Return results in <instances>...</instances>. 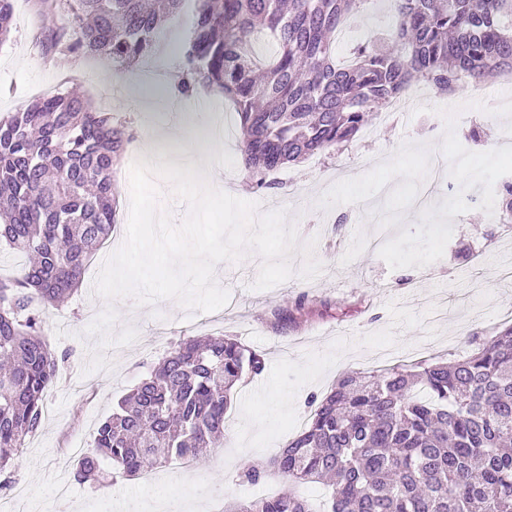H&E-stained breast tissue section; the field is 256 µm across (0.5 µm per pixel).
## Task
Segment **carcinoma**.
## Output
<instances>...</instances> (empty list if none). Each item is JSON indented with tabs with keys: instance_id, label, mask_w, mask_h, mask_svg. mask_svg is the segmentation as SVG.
<instances>
[{
	"instance_id": "obj_1",
	"label": "carcinoma",
	"mask_w": 512,
	"mask_h": 512,
	"mask_svg": "<svg viewBox=\"0 0 512 512\" xmlns=\"http://www.w3.org/2000/svg\"><path fill=\"white\" fill-rule=\"evenodd\" d=\"M178 92L218 87L243 135L254 186L266 175L353 140L368 114L415 84L443 93L512 72V0H377L393 22L338 61L335 35L366 0H195ZM62 54L129 67L149 54L185 0H69ZM13 0H0V44ZM130 136L82 93L42 98L0 119V244L31 257L0 277V471L42 423L60 375L43 340L48 310L77 291L116 224L113 173ZM512 220V180L489 198ZM306 309L272 312L286 325ZM265 369L225 334L171 349L98 426L78 459L87 480L106 462L137 477L170 458L207 461L224 436L233 389ZM269 467L288 481L273 497L225 512H311L296 487L330 488L327 512H512V324L459 358L345 373Z\"/></svg>"
}]
</instances>
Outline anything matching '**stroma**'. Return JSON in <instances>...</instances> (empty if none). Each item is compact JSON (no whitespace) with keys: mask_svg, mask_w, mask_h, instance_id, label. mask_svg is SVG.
<instances>
[{"mask_svg":"<svg viewBox=\"0 0 512 512\" xmlns=\"http://www.w3.org/2000/svg\"><path fill=\"white\" fill-rule=\"evenodd\" d=\"M66 11L41 12L37 0H14L12 31L0 45V116L40 98L77 90L91 101L110 83L105 59L47 50L45 39L68 27ZM512 98V78L443 97L432 88L386 122L371 120L346 146L314 155L275 172L274 186L255 190L247 171L222 172L227 193L258 203L260 211L285 210L300 242L315 240L322 273L300 275L293 253L292 277L268 290L253 289L257 255L222 262L215 280L229 293L222 309L201 313L164 299L151 305L126 297L106 301L94 291L102 268L89 263L81 286L44 324L45 341L64 360L62 374L44 402L40 429L0 488V512H219L230 501L272 496L283 478L268 471L271 458L304 427L310 395L329 392L349 371L396 365L401 359L459 353L464 339L490 340L512 321V281L497 270L512 252L499 244L480 198L512 167V112L496 111L494 99ZM444 113L442 124L430 122ZM140 154L144 134L167 124L163 112L113 109ZM222 122V149L238 155L241 130L223 98L191 108L187 132L207 144L206 130ZM480 127L484 135L473 140ZM483 266L468 264L475 252ZM305 297L308 309L295 323L275 326L271 312ZM227 334L260 351L266 369L238 387L224 422V443L191 469L166 464L160 482L114 478L77 482L72 447L90 452L97 425L111 415L150 366L177 342ZM263 470L256 484L243 467ZM67 485L69 498L54 495Z\"/></svg>","mask_w":512,"mask_h":512,"instance_id":"stroma-1","label":"stroma"}]
</instances>
